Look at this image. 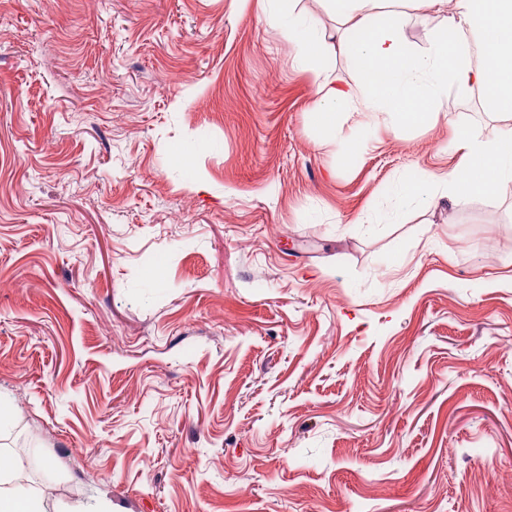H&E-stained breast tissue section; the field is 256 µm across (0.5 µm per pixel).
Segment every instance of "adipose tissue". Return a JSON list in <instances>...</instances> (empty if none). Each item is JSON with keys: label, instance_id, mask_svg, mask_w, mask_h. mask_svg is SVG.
I'll return each mask as SVG.
<instances>
[{"label": "adipose tissue", "instance_id": "adipose-tissue-1", "mask_svg": "<svg viewBox=\"0 0 512 512\" xmlns=\"http://www.w3.org/2000/svg\"><path fill=\"white\" fill-rule=\"evenodd\" d=\"M336 18V50L350 58L353 83H337L325 61L314 18L288 19V38L314 75V122L336 126L341 109L372 121L422 126L439 110L449 87L478 88L493 112L512 117V0H458L459 19L446 20L432 47L417 52L402 36L399 13L381 9L383 0H327ZM461 168L439 179L428 172L403 182L398 196L412 200L442 184L453 200L484 196L512 183V129L491 139L461 132Z\"/></svg>", "mask_w": 512, "mask_h": 512}]
</instances>
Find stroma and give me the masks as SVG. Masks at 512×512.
Listing matches in <instances>:
<instances>
[{
  "label": "stroma",
  "instance_id": "obj_1",
  "mask_svg": "<svg viewBox=\"0 0 512 512\" xmlns=\"http://www.w3.org/2000/svg\"><path fill=\"white\" fill-rule=\"evenodd\" d=\"M291 12L352 81L326 0H0V442L54 512H512V186L393 192L512 121L324 131Z\"/></svg>",
  "mask_w": 512,
  "mask_h": 512
}]
</instances>
